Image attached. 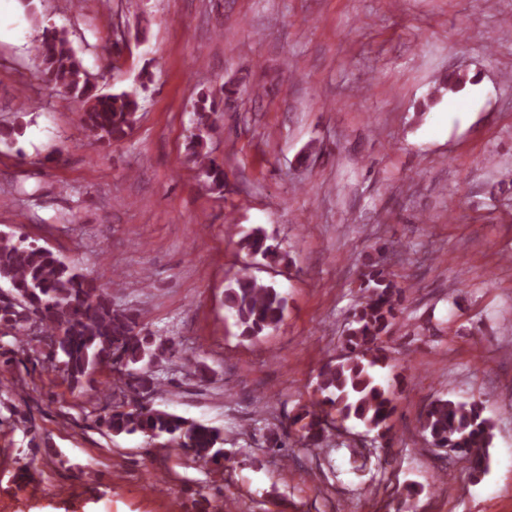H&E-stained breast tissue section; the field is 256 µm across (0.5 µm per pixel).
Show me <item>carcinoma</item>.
<instances>
[{"instance_id":"cac0c4a2","label":"carcinoma","mask_w":512,"mask_h":512,"mask_svg":"<svg viewBox=\"0 0 512 512\" xmlns=\"http://www.w3.org/2000/svg\"><path fill=\"white\" fill-rule=\"evenodd\" d=\"M33 54L41 78L81 113L88 135L98 144H112L127 137L137 122L141 104L134 92L105 93L91 78L83 60L66 34L45 29ZM467 83L450 76L437 86L433 98L457 93ZM217 97L202 92L194 102L196 132L188 143L190 161L211 188L224 187V165L211 156L205 139L210 115L219 110ZM241 248L268 264H288V253L261 227L240 240ZM363 300L354 309L342 343L345 354L329 361L318 375L320 398L312 408L291 417L300 426L308 448H321L329 424L356 420L377 437L387 438L397 410L399 390L385 384L381 371L389 365L383 338L402 313L405 289L381 264L361 271ZM116 278L103 283L90 277L72 261L13 232L0 233V364L8 369L37 367L44 342L54 349L73 390H83L100 369L121 376L127 401L107 405L96 414V423L110 434L140 435L148 446L180 448L207 463L226 455L224 431L204 421L190 420L153 407L151 398L167 391L168 383L144 364H156L182 353L179 343L146 331L145 315L112 306ZM224 306L236 319L240 336L254 339L276 328L284 319L287 299L275 285L241 272L224 292ZM429 443L448 450V460L464 464L477 476L488 468L487 449L493 425L483 416L482 402H455L437 398L420 420Z\"/></svg>"}]
</instances>
